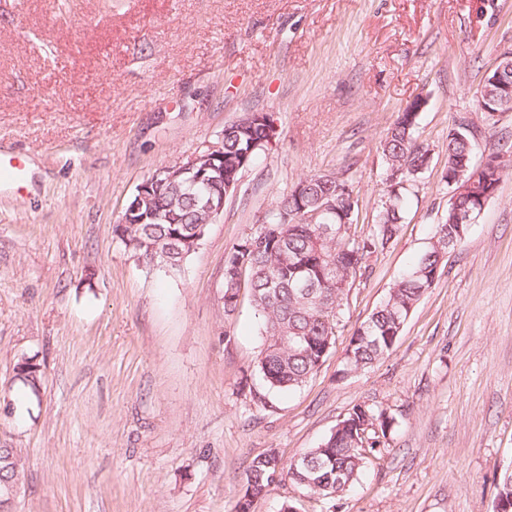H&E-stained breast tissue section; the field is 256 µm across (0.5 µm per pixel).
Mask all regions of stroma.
Here are the masks:
<instances>
[{"instance_id": "1", "label": "stroma", "mask_w": 512, "mask_h": 512, "mask_svg": "<svg viewBox=\"0 0 512 512\" xmlns=\"http://www.w3.org/2000/svg\"><path fill=\"white\" fill-rule=\"evenodd\" d=\"M512 49V0H0V152L39 170L0 190V444L21 451L15 512H236L251 460L320 447L354 406L394 424L356 483L307 494L279 477L251 512H494L512 467V169L449 250L392 349L345 373L356 329L448 217V131L473 160L512 138L482 127V77ZM421 99L431 160L400 231L343 301L300 389L268 391L249 290L224 310V260L300 179L346 180L370 231L387 195L380 146ZM270 112L201 247L171 271L113 235L157 169ZM44 367L38 397L13 380ZM15 379L29 393L37 396L43 381V370L36 356L23 355L18 358L15 367Z\"/></svg>"}]
</instances>
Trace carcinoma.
<instances>
[{"instance_id": "carcinoma-1", "label": "carcinoma", "mask_w": 512, "mask_h": 512, "mask_svg": "<svg viewBox=\"0 0 512 512\" xmlns=\"http://www.w3.org/2000/svg\"><path fill=\"white\" fill-rule=\"evenodd\" d=\"M496 100V108L512 112V99L495 98L494 88L483 85L481 101ZM418 113L401 112L382 143L387 170L401 172L398 187L411 184L427 169L429 149L414 138ZM266 138L262 125L237 129L224 136V169L236 168L240 154L253 143ZM473 138L458 136L456 128L448 131V170L453 160L471 153ZM498 167L486 173L492 183L500 182L504 168L512 165V149L498 150ZM310 187L306 200L298 202L293 191L282 195L269 211L271 223L279 211L298 210L307 206L317 208L320 197L326 195L335 203V212L319 217L317 223L288 220L279 239L261 236L260 231L242 238L224 264V294L239 293L240 284L234 270L242 266L249 275L251 302L262 327L263 348L257 368L266 385L279 391H290L304 385L320 368L324 347L334 341L340 321L341 290L336 281L355 278L363 263L372 254L382 251L399 232L403 220L405 198L390 189L376 215L368 235L360 239L322 237L321 226L338 228L342 218L355 221L358 200L346 181L334 178L327 186L314 175L305 178ZM478 186L459 193L454 206L448 208V221L437 225L436 235L418 262L390 288L386 300L374 310L367 321L355 331L357 344L346 359V369L366 368L383 357L390 349L392 337L401 333L408 311L415 307L424 293L433 286L431 279L448 254L446 239L462 241L469 230L467 224L453 222V211L472 212L478 216ZM209 187L187 176L174 185L157 188L151 204L143 213L162 211L171 220L146 218L142 224H115L113 233L133 255L148 266L166 265L164 248L179 238H190L201 224L213 219L207 209ZM15 379L36 396L43 381V370L34 356L23 355L15 367ZM343 428L331 433L319 448H312L297 460L287 463L271 452L256 456L248 466L241 498L267 494L273 480L271 475L285 473L294 482L303 478L310 482L301 485L307 492L327 496L334 490H345L357 477L368 458L382 444L393 426V418L380 411L356 405L341 420ZM24 469L20 449L0 446V512H12L11 495L22 482Z\"/></svg>"}]
</instances>
